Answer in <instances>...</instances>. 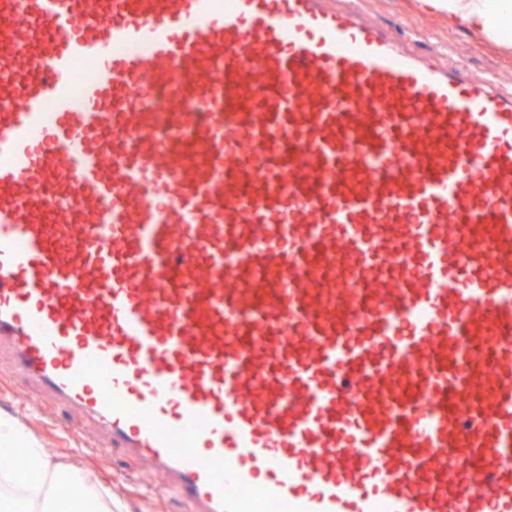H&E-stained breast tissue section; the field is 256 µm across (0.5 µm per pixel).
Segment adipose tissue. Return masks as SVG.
Here are the masks:
<instances>
[{"instance_id": "obj_1", "label": "adipose tissue", "mask_w": 512, "mask_h": 512, "mask_svg": "<svg viewBox=\"0 0 512 512\" xmlns=\"http://www.w3.org/2000/svg\"><path fill=\"white\" fill-rule=\"evenodd\" d=\"M420 7L447 17L449 23L464 22L477 34L506 39L512 33V0H418ZM0 453L21 454L38 460L39 473L29 479L0 470V512H55L60 486L88 489L90 477L69 462L47 459L39 441L15 417H0Z\"/></svg>"}]
</instances>
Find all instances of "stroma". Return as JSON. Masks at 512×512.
I'll return each instance as SVG.
<instances>
[{"instance_id": "stroma-1", "label": "stroma", "mask_w": 512, "mask_h": 512, "mask_svg": "<svg viewBox=\"0 0 512 512\" xmlns=\"http://www.w3.org/2000/svg\"><path fill=\"white\" fill-rule=\"evenodd\" d=\"M373 23L391 29L439 63L458 61L477 79L494 76L512 89V43L478 37L465 26H449L436 13L416 8L414 0H355ZM25 421L40 436L52 459H78L91 468L112 494V512H189L164 473L147 468L123 449L109 447L99 426H78V414L35 389L25 376L0 367V414Z\"/></svg>"}]
</instances>
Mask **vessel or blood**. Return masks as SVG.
I'll use <instances>...</instances> for the list:
<instances>
[{
    "label": "vessel or blood",
    "mask_w": 512,
    "mask_h": 512,
    "mask_svg": "<svg viewBox=\"0 0 512 512\" xmlns=\"http://www.w3.org/2000/svg\"><path fill=\"white\" fill-rule=\"evenodd\" d=\"M3 352L191 512H512V92L335 0H0Z\"/></svg>",
    "instance_id": "b4317fda"
}]
</instances>
